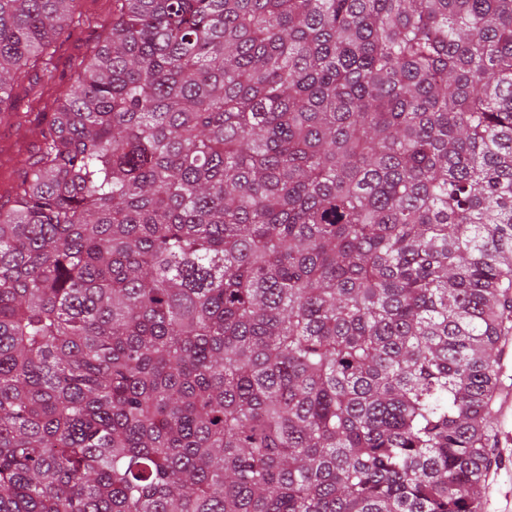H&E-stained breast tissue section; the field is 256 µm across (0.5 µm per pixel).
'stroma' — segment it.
Here are the masks:
<instances>
[{
  "instance_id": "stroma-1",
  "label": "stroma",
  "mask_w": 512,
  "mask_h": 512,
  "mask_svg": "<svg viewBox=\"0 0 512 512\" xmlns=\"http://www.w3.org/2000/svg\"><path fill=\"white\" fill-rule=\"evenodd\" d=\"M75 23L66 26L55 42L47 66L29 69L9 93L10 118L0 124V198L9 199L36 154L34 135L43 113L64 99L74 77L86 64L95 45L112 30V0H77Z\"/></svg>"
}]
</instances>
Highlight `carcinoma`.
I'll list each match as a JSON object with an SVG mask.
<instances>
[{
	"mask_svg": "<svg viewBox=\"0 0 512 512\" xmlns=\"http://www.w3.org/2000/svg\"><path fill=\"white\" fill-rule=\"evenodd\" d=\"M75 0H0V120ZM0 205V512H479L512 332V0H112Z\"/></svg>",
	"mask_w": 512,
	"mask_h": 512,
	"instance_id": "obj_1",
	"label": "carcinoma"
}]
</instances>
